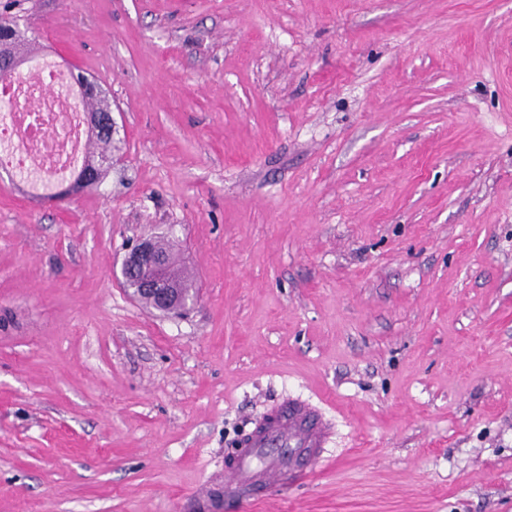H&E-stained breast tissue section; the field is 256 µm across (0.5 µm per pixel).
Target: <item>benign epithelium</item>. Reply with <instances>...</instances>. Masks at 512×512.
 <instances>
[{
  "instance_id": "1",
  "label": "benign epithelium",
  "mask_w": 512,
  "mask_h": 512,
  "mask_svg": "<svg viewBox=\"0 0 512 512\" xmlns=\"http://www.w3.org/2000/svg\"><path fill=\"white\" fill-rule=\"evenodd\" d=\"M21 53L13 50L0 56V74L11 75L20 67ZM72 91L80 99H99L107 96L104 84L83 73H71ZM121 276L137 282L139 291L155 301L157 306L168 313L185 309L195 300L189 290L180 287L173 271L169 256L157 251L153 242L143 239L132 246L121 264Z\"/></svg>"
}]
</instances>
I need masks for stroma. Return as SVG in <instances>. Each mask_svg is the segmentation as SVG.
<instances>
[{
  "label": "stroma",
  "mask_w": 512,
  "mask_h": 512,
  "mask_svg": "<svg viewBox=\"0 0 512 512\" xmlns=\"http://www.w3.org/2000/svg\"><path fill=\"white\" fill-rule=\"evenodd\" d=\"M125 138L0 179V512H188L294 398L314 473L210 512H512V0H21ZM172 239L194 305L120 265ZM71 76L72 91L82 100L84 112L104 111L101 112L104 114L107 113L105 111H110V126L99 131L89 130L88 145L91 148L86 153L85 158L87 159L76 175L77 178H80L86 169H91L96 172L97 182H99L106 171L103 169L104 165L112 164V150L118 148L112 137V134L115 133V125L112 119L111 105L107 99H99L107 96V90L101 81L89 78L81 72L75 73L74 70H71ZM85 98L97 100L83 101Z\"/></svg>",
  "instance_id": "obj_1"
}]
</instances>
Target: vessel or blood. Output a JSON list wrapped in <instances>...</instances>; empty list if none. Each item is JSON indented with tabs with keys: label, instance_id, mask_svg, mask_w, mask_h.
I'll list each match as a JSON object with an SVG mask.
<instances>
[{
	"label": "vessel or blood",
	"instance_id": "obj_1",
	"mask_svg": "<svg viewBox=\"0 0 512 512\" xmlns=\"http://www.w3.org/2000/svg\"><path fill=\"white\" fill-rule=\"evenodd\" d=\"M329 437L327 424L309 403L288 401L239 444L224 470V497L258 502L265 489L310 475Z\"/></svg>",
	"mask_w": 512,
	"mask_h": 512
}]
</instances>
